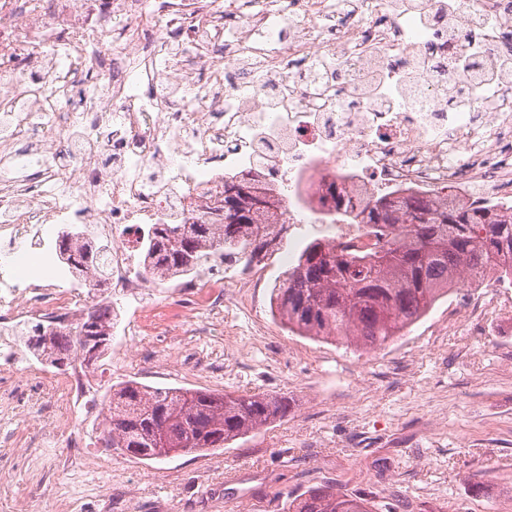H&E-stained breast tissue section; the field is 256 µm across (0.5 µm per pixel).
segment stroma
I'll return each instance as SVG.
<instances>
[{
  "label": "stroma",
  "mask_w": 512,
  "mask_h": 512,
  "mask_svg": "<svg viewBox=\"0 0 512 512\" xmlns=\"http://www.w3.org/2000/svg\"><path fill=\"white\" fill-rule=\"evenodd\" d=\"M242 301L205 304L165 279L152 309L112 298L127 334L89 366V408L57 390L5 391L0 512H282L320 484L408 512H512V288L470 283L375 348L288 331L271 313L287 253L328 241L280 225ZM148 386L287 395L291 410L207 453L133 460L103 447L106 400Z\"/></svg>",
  "instance_id": "35a3bbf8"
}]
</instances>
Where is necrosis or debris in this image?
<instances>
[{
    "instance_id": "obj_1",
    "label": "necrosis or debris",
    "mask_w": 512,
    "mask_h": 512,
    "mask_svg": "<svg viewBox=\"0 0 512 512\" xmlns=\"http://www.w3.org/2000/svg\"><path fill=\"white\" fill-rule=\"evenodd\" d=\"M451 18L436 35L432 13ZM512 0H0V357L75 323L85 281L22 280L58 225L109 242L112 291L146 224H189L256 172L274 224L416 194L512 214Z\"/></svg>"
}]
</instances>
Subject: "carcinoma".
<instances>
[{
    "mask_svg": "<svg viewBox=\"0 0 512 512\" xmlns=\"http://www.w3.org/2000/svg\"><path fill=\"white\" fill-rule=\"evenodd\" d=\"M336 213L379 229L408 219L400 239L369 255L309 243L298 263L273 290V313L292 332L314 340L341 338L355 347L382 345L420 320L454 278L480 282L488 275L512 281V218L479 206L458 207L411 195L381 200L359 211L331 191ZM268 200L253 193L245 178L224 179V223L200 216L192 224H153L139 236L149 271L161 278L189 275L212 254L251 263L270 244L261 224ZM106 250L91 245L79 230L58 235L56 251L72 270L87 276ZM32 355L58 370L79 355L96 357L112 337V305H94L79 323L50 333H22ZM105 444L138 460H164L178 448L208 452L283 419L288 398L232 395L210 390L154 387L130 381L109 397ZM373 501L330 485L289 497L283 512H374Z\"/></svg>",
    "mask_w": 512,
    "mask_h": 512,
    "instance_id": "cac0c4a2",
    "label": "carcinoma"
}]
</instances>
